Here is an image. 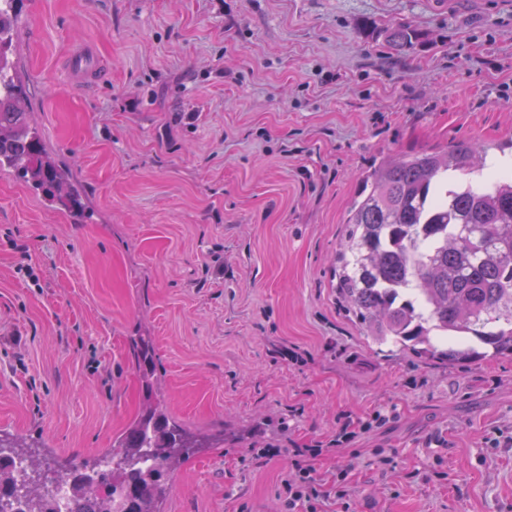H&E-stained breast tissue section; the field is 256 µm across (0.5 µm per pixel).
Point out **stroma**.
<instances>
[{
  "label": "stroma",
  "mask_w": 512,
  "mask_h": 512,
  "mask_svg": "<svg viewBox=\"0 0 512 512\" xmlns=\"http://www.w3.org/2000/svg\"><path fill=\"white\" fill-rule=\"evenodd\" d=\"M18 0L9 52L85 217L0 171V446L103 471L143 391L205 437L160 512H285L294 448L326 512H512V359L436 365L336 303L361 175L384 153L512 140V0ZM419 34L397 52L392 23ZM90 46L98 75L61 85ZM40 271L32 286L16 269ZM262 448L278 449L269 461Z\"/></svg>",
  "instance_id": "35a3bbf8"
}]
</instances>
